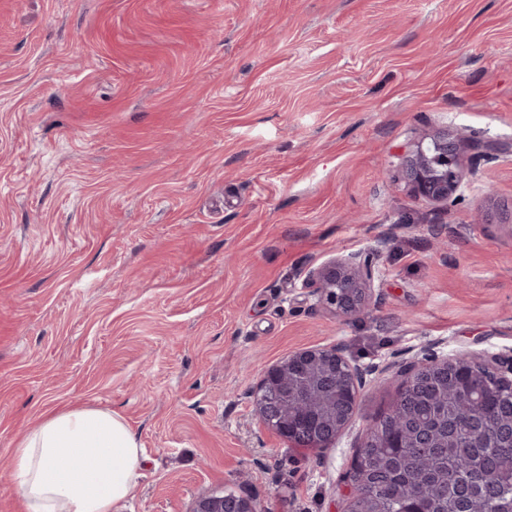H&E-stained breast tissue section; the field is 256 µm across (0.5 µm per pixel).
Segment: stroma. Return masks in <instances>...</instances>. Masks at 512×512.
Here are the masks:
<instances>
[{
    "label": "stroma",
    "instance_id": "stroma-1",
    "mask_svg": "<svg viewBox=\"0 0 512 512\" xmlns=\"http://www.w3.org/2000/svg\"><path fill=\"white\" fill-rule=\"evenodd\" d=\"M445 129L464 197L399 175ZM382 299L340 318L309 269L369 249ZM512 357V0H0V512L17 439L119 412L146 457L121 512H343L366 389L334 447L259 423L266 366ZM193 512H256L253 500L243 493L204 492L194 502Z\"/></svg>",
    "mask_w": 512,
    "mask_h": 512
}]
</instances>
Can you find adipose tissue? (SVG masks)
I'll list each match as a JSON object with an SVG mask.
<instances>
[{
  "label": "adipose tissue",
  "mask_w": 512,
  "mask_h": 512,
  "mask_svg": "<svg viewBox=\"0 0 512 512\" xmlns=\"http://www.w3.org/2000/svg\"><path fill=\"white\" fill-rule=\"evenodd\" d=\"M144 461L120 413L76 406L49 414L21 436L9 480L22 512H119Z\"/></svg>",
  "instance_id": "1"
}]
</instances>
